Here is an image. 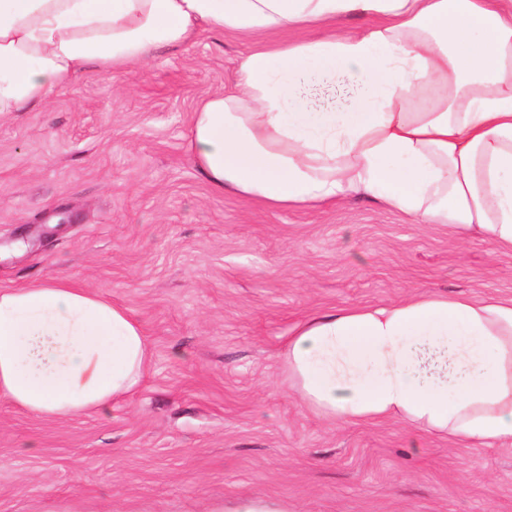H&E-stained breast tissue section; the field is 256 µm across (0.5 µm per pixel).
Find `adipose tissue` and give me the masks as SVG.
I'll return each instance as SVG.
<instances>
[{
  "label": "adipose tissue",
  "mask_w": 512,
  "mask_h": 512,
  "mask_svg": "<svg viewBox=\"0 0 512 512\" xmlns=\"http://www.w3.org/2000/svg\"><path fill=\"white\" fill-rule=\"evenodd\" d=\"M352 15L370 26L340 28ZM202 29L305 34L254 50L197 106L194 160L216 191L278 209L362 194L512 251V0H0V117ZM279 357L329 421L512 442V300L416 292L314 315ZM150 360L141 326L88 288L0 290V397L29 413L108 409Z\"/></svg>",
  "instance_id": "obj_1"
}]
</instances>
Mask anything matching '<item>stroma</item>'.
Here are the masks:
<instances>
[{
	"instance_id": "stroma-1",
	"label": "stroma",
	"mask_w": 512,
	"mask_h": 512,
	"mask_svg": "<svg viewBox=\"0 0 512 512\" xmlns=\"http://www.w3.org/2000/svg\"><path fill=\"white\" fill-rule=\"evenodd\" d=\"M249 38L201 31L128 73L97 66L0 119V289L66 277L123 305L151 363L108 410L45 420L0 398V512H512V444L394 420L331 423L279 352L301 319L417 290L512 299V252L365 196L276 210L214 190L191 116ZM208 512H288V506L280 500L241 495L230 502L213 504Z\"/></svg>"
}]
</instances>
